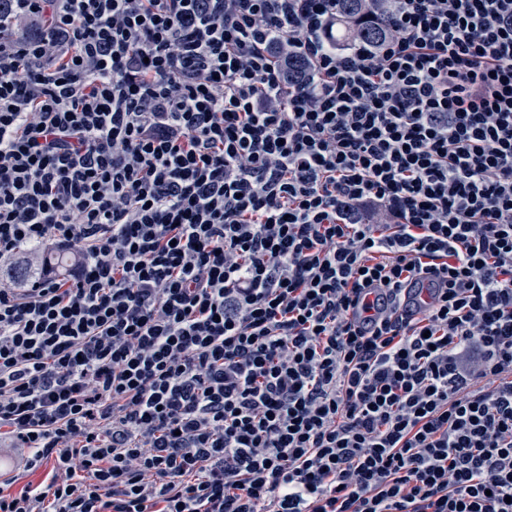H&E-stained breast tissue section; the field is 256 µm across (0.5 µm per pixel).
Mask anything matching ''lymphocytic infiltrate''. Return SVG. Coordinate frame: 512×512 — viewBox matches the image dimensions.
Listing matches in <instances>:
<instances>
[{
    "label": "lymphocytic infiltrate",
    "mask_w": 512,
    "mask_h": 512,
    "mask_svg": "<svg viewBox=\"0 0 512 512\" xmlns=\"http://www.w3.org/2000/svg\"><path fill=\"white\" fill-rule=\"evenodd\" d=\"M389 3L0 0V512H512V0ZM366 4L365 0H338L336 9L341 21L336 24V44L346 41L370 44L383 36V31L373 24H357ZM42 274L41 260L27 250H22L11 263L0 267V279L15 286L25 287Z\"/></svg>",
    "instance_id": "obj_1"
}]
</instances>
